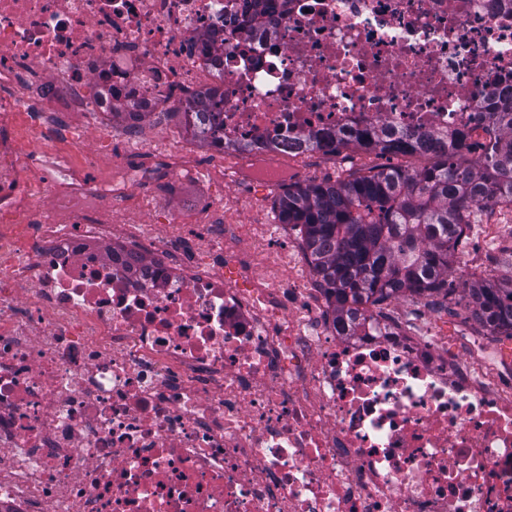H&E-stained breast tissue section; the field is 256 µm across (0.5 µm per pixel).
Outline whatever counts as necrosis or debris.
I'll return each instance as SVG.
<instances>
[{
  "mask_svg": "<svg viewBox=\"0 0 512 512\" xmlns=\"http://www.w3.org/2000/svg\"><path fill=\"white\" fill-rule=\"evenodd\" d=\"M186 87L247 186L310 133L478 135L512 0H0V512H512V382L343 335L269 225L287 274L241 288L225 239L119 216L192 168L194 139L138 137ZM86 112L156 166L97 176Z\"/></svg>",
  "mask_w": 512,
  "mask_h": 512,
  "instance_id": "obj_1",
  "label": "necrosis or debris"
}]
</instances>
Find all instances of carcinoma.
Here are the masks:
<instances>
[{
  "label": "carcinoma",
  "instance_id": "cac0c4a2",
  "mask_svg": "<svg viewBox=\"0 0 512 512\" xmlns=\"http://www.w3.org/2000/svg\"><path fill=\"white\" fill-rule=\"evenodd\" d=\"M495 142L476 158L471 133L444 143L428 134L393 138L381 124L336 136V150L354 146L381 155L425 151L421 169L386 166L334 182L290 184L279 195L280 223L299 231L313 275L348 336L365 325L369 308L411 297H448L461 287L472 317L495 336L512 339V275L453 279L455 252L480 215L512 210V95L486 113Z\"/></svg>",
  "mask_w": 512,
  "mask_h": 512
}]
</instances>
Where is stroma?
<instances>
[{
    "label": "stroma",
    "mask_w": 512,
    "mask_h": 512,
    "mask_svg": "<svg viewBox=\"0 0 512 512\" xmlns=\"http://www.w3.org/2000/svg\"><path fill=\"white\" fill-rule=\"evenodd\" d=\"M195 160L197 174H165L141 189L144 205L137 214L138 219L164 227L175 217L185 224L190 235L219 214L228 224L277 223L275 202L279 189L248 188L235 184L226 173L223 156L206 150H198ZM403 162L400 156H381L355 148L341 150L333 156L315 151L300 160V179L304 182L333 181L356 171L365 173ZM458 253L471 257L470 277L495 278L499 275L498 261L512 255V236L503 235L496 243L490 244L484 240L481 227L477 226ZM382 310L392 320L408 325L420 334L427 333L435 320H447L455 337L451 349L466 364L472 359L469 340L481 341L489 356L494 354L498 345L488 330L471 319L465 300L457 293L446 299L407 296L383 304Z\"/></svg>",
    "instance_id": "stroma-1"
}]
</instances>
